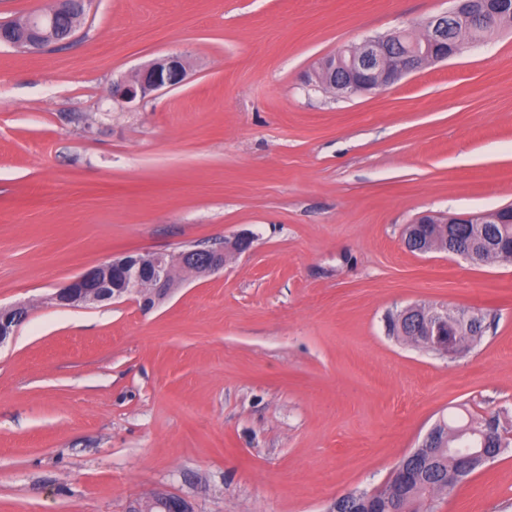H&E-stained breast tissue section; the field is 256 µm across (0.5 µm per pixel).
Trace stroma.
Wrapping results in <instances>:
<instances>
[{
  "instance_id": "stroma-1",
  "label": "stroma",
  "mask_w": 512,
  "mask_h": 512,
  "mask_svg": "<svg viewBox=\"0 0 512 512\" xmlns=\"http://www.w3.org/2000/svg\"><path fill=\"white\" fill-rule=\"evenodd\" d=\"M451 0H91L70 41L0 45V512H328L440 419L512 438V263L404 245L420 216L512 205V24L391 88L307 86L344 45ZM170 54L185 83L112 84ZM246 235L151 311L49 296L127 251ZM475 309L448 357L393 335ZM426 512H512V445ZM28 308L27 304L0 308V344L13 336L17 328L26 320Z\"/></svg>"
}]
</instances>
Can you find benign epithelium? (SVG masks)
Here are the masks:
<instances>
[{
  "label": "benign epithelium",
  "mask_w": 512,
  "mask_h": 512,
  "mask_svg": "<svg viewBox=\"0 0 512 512\" xmlns=\"http://www.w3.org/2000/svg\"><path fill=\"white\" fill-rule=\"evenodd\" d=\"M68 9L61 2L55 9L35 10L26 15L14 30L0 29V42L28 51H37L59 40L60 18ZM453 17L460 28L466 29L481 21L496 24L505 16H512V0H455L454 6L430 17L423 35L413 42L414 50L405 53L399 38L403 34L368 37L361 43L347 46L337 53L323 58L318 64L316 78L333 95H354L373 90H384L402 76L424 66L433 65L456 56L462 50L458 44H448L446 28L448 17ZM187 76L184 58L177 54L166 56L137 72L132 78L112 85V98L131 103L162 89H174L182 85ZM420 224H472L476 228L477 242L463 247L450 239L449 231L430 240H423L417 226L410 225L404 241L415 245L418 253L446 252L473 264L478 261L476 245L494 248L495 239L489 230L491 224H512V205L476 215L450 216L437 219L424 216ZM250 246V240L239 236L222 247L194 245L178 252L136 251L123 252L103 265L82 271L49 297L57 306L78 307L91 302L114 303L134 299L144 310L167 299L174 291L172 277L184 280L198 273H212L224 268L228 255L241 253ZM28 306L18 304L0 308V344L14 335L26 320ZM412 318L419 324L428 345L453 356L462 344L458 341L463 325L475 322V312H452L446 308L414 305L401 311V318ZM448 453L460 468L473 471L492 459V455L471 448H450ZM377 492H350L340 499L357 508L365 506L367 512L375 509Z\"/></svg>",
  "instance_id": "1"
}]
</instances>
